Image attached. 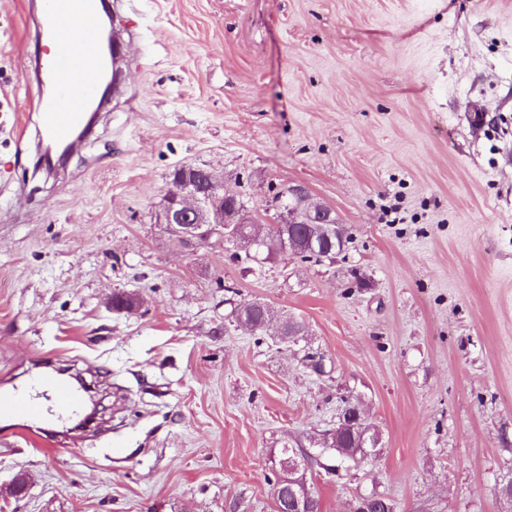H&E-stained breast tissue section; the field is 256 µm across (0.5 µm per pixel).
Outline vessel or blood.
Returning a JSON list of instances; mask_svg holds the SVG:
<instances>
[{
    "label": "vessel or blood",
    "mask_w": 512,
    "mask_h": 512,
    "mask_svg": "<svg viewBox=\"0 0 512 512\" xmlns=\"http://www.w3.org/2000/svg\"><path fill=\"white\" fill-rule=\"evenodd\" d=\"M99 9L100 0H44L41 28L48 45L42 71L51 90L39 99V117L48 142L63 144L71 140L85 123L101 87L107 61L105 46H98L93 55L79 54L63 36L65 27H79ZM37 384L34 392H0V420L24 428L51 417L63 420L78 412L81 396L68 382L43 375Z\"/></svg>",
    "instance_id": "vessel-or-blood-1"
}]
</instances>
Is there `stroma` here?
<instances>
[{
    "mask_svg": "<svg viewBox=\"0 0 512 512\" xmlns=\"http://www.w3.org/2000/svg\"><path fill=\"white\" fill-rule=\"evenodd\" d=\"M39 12L0 0V390L63 364L106 411L82 436L0 421V512H275L286 442L318 456L321 512L373 492L512 512V0H112L135 50L50 178L25 64ZM184 166L266 224L305 185L351 243L249 268L216 238L185 249L158 221ZM223 281L270 308L265 332L229 322ZM347 399L381 450L329 474Z\"/></svg>",
    "mask_w": 512,
    "mask_h": 512,
    "instance_id": "1",
    "label": "stroma"
}]
</instances>
